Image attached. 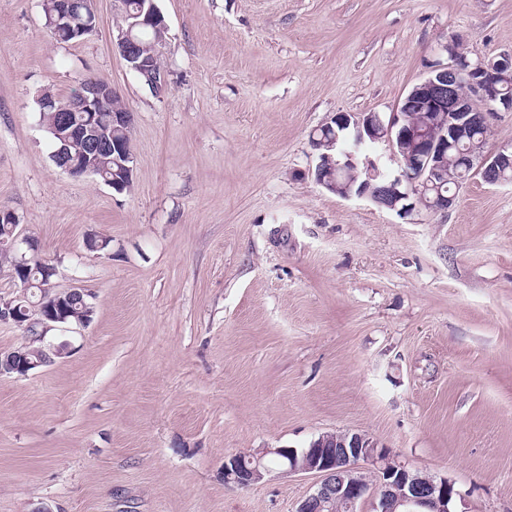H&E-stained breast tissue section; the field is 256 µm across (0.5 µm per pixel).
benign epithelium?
Here are the masks:
<instances>
[{"label":"benign epithelium","mask_w":512,"mask_h":512,"mask_svg":"<svg viewBox=\"0 0 512 512\" xmlns=\"http://www.w3.org/2000/svg\"><path fill=\"white\" fill-rule=\"evenodd\" d=\"M143 19L128 28L117 29L115 45L127 67L137 73L153 90L165 85L164 71H156L139 59L138 41L134 30L151 26L168 30L167 23L154 0H145ZM48 27L64 30L72 40H78L96 30L102 20L94 0H56L54 11L46 14ZM458 37H448L443 50L447 61H437L428 75L416 83L404 96L395 112L384 118L378 112L358 115L338 113L323 124L336 128L326 146L336 148V157L317 155L312 175L316 184L343 199L364 198L402 217L420 212L418 200H429V212L449 210L456 202L457 192L445 194L441 185L448 179V151L464 145L460 151L466 174H478L489 184L498 183L506 169L512 170V147H502L495 153L485 151L484 139L474 140L472 129L489 120L492 113L512 112V97L499 95V79L512 77V51L485 60L478 58L470 68L461 64L456 45ZM117 94L112 83L97 77L85 79L72 94L68 105H58L55 99L40 98V105L57 114L54 132L65 141L80 139L87 151L96 155L111 154L115 145L109 136H101L99 113ZM415 110L424 115L423 128L408 121L407 113ZM82 113V121L70 118V113ZM385 142L397 163L394 170H384L378 163L362 156L368 143ZM331 167L336 177H326L322 170ZM62 169L73 177L95 175L97 170L75 158L64 159ZM364 176L356 183L358 176ZM66 295L48 285L42 288L41 305L33 310L19 305L0 308V321L12 322L29 331L28 341L39 343L38 351L46 359L64 357L68 343L43 346L46 333L56 327L70 325L64 309ZM39 362L21 354L0 352V375L26 376ZM275 454L281 458L278 473L289 475L315 472L319 481L312 492L298 504L295 512H334L341 503L350 512L372 495L378 500L376 512H450L448 504L458 495L446 478L439 480L425 475L418 477L407 466L395 461L384 449L364 434H326L313 441L302 452L295 448H265L246 460L234 454L224 460V481L237 487H248L272 474L263 457ZM364 461L376 466L378 481L370 483L358 470Z\"/></svg>","instance_id":"benign-epithelium-1"}]
</instances>
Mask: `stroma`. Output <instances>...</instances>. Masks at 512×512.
Returning a JSON list of instances; mask_svg holds the SVG:
<instances>
[{"label": "stroma", "mask_w": 512, "mask_h": 512, "mask_svg": "<svg viewBox=\"0 0 512 512\" xmlns=\"http://www.w3.org/2000/svg\"><path fill=\"white\" fill-rule=\"evenodd\" d=\"M156 4L158 93L117 0L70 43L0 0V208L93 306L47 332L66 357L0 376V512H295L315 474L239 488L225 457L345 432L448 478L453 512H512V184L403 219L310 175L312 133L395 111L448 35L512 50V0ZM92 76L134 115L128 192L57 167L40 121Z\"/></svg>", "instance_id": "35a3bbf8"}]
</instances>
